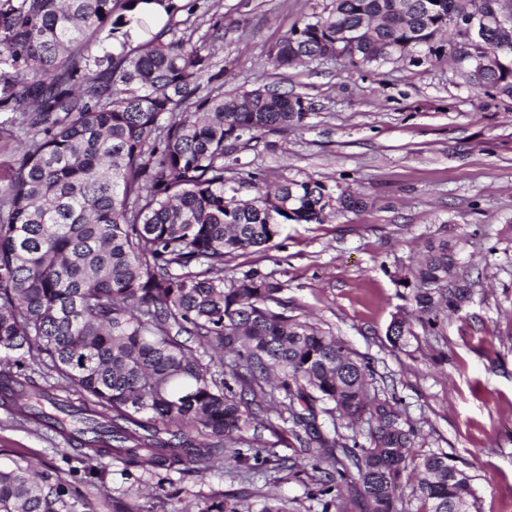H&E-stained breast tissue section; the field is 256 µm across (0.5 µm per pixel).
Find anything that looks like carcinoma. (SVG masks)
<instances>
[{
	"label": "carcinoma",
	"instance_id": "carcinoma-1",
	"mask_svg": "<svg viewBox=\"0 0 512 512\" xmlns=\"http://www.w3.org/2000/svg\"><path fill=\"white\" fill-rule=\"evenodd\" d=\"M496 0H331L292 28L267 64L286 70L328 61L336 33L373 23L354 68L396 57L438 56L455 17ZM178 0H0V139L24 146L0 174V405L49 426L97 466L106 460L201 471L230 453L238 465L270 461L258 435L288 412L302 448L345 457L336 478L359 485L366 512H398L395 488L414 475L426 512H472V477L445 452L415 455L397 402L370 394L369 367L336 336L287 315L282 287L257 269L224 277V258L271 247L285 224H324L336 207L320 180H289L244 199L225 177L229 149L307 126L313 106L266 85L224 92L211 56L179 34ZM166 16L151 30V14ZM148 35L132 45L131 29ZM512 50L493 29L480 56ZM469 87L512 96V67L473 66ZM445 235L426 241L399 281L424 331L473 295ZM386 336L415 337L397 314ZM209 361H204L203 356ZM51 371L55 383L34 376ZM334 422L322 433L318 415ZM367 416L366 443L344 428ZM265 457H260L261 453ZM79 491L0 468V512H70ZM206 512H252L243 501Z\"/></svg>",
	"mask_w": 512,
	"mask_h": 512
}]
</instances>
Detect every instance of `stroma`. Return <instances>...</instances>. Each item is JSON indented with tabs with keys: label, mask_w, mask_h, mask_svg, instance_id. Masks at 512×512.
Instances as JSON below:
<instances>
[{
	"label": "stroma",
	"mask_w": 512,
	"mask_h": 512,
	"mask_svg": "<svg viewBox=\"0 0 512 512\" xmlns=\"http://www.w3.org/2000/svg\"><path fill=\"white\" fill-rule=\"evenodd\" d=\"M331 0H206L188 24L224 70V88L268 85L313 105L301 130L265 135L237 152L229 177L269 184L312 178L366 204L324 224H288L276 246L227 257L224 274L255 268L278 282L288 313L341 338L371 370L372 392L399 400L419 454L445 452L473 478L478 512H512V99L466 86L447 57L355 69L315 61L271 69L267 53ZM444 235L474 283L471 303L439 335L419 332L394 349L387 328L412 307L398 278L422 244ZM263 431L285 458L275 480L235 474L233 460L206 472L111 460L98 487L87 461L44 428L0 408V466H32L77 487L72 512H206L232 496L253 512H363L357 487L321 494L315 452L292 445V423Z\"/></svg>",
	"instance_id": "1"
}]
</instances>
